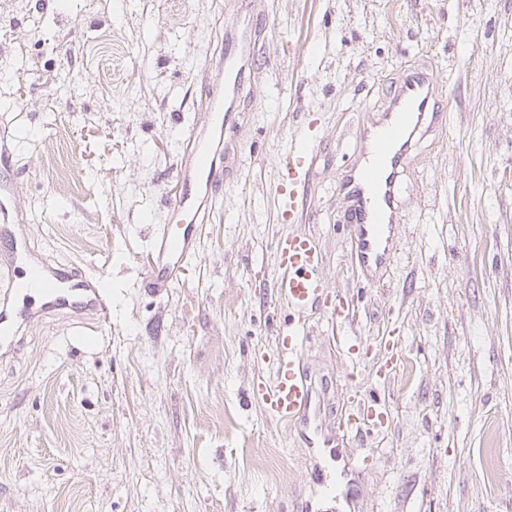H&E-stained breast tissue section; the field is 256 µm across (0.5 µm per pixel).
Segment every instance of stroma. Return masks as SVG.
Segmentation results:
<instances>
[{"mask_svg":"<svg viewBox=\"0 0 512 512\" xmlns=\"http://www.w3.org/2000/svg\"><path fill=\"white\" fill-rule=\"evenodd\" d=\"M225 2L0 0L17 231L112 291L110 324L61 311L0 356V512H303L309 450L251 397L293 321L273 292L287 231L318 239L370 344L352 365L323 311L306 314L326 422L369 391L387 399L390 428L350 449L359 512H512V0H253L269 28L224 136L227 187L179 285L154 293L148 253L171 221L183 132L203 118L204 62L238 23ZM420 67L446 114L411 154L399 253L370 285L349 261L342 176L367 112ZM306 127L309 207L289 226L278 159Z\"/></svg>","mask_w":512,"mask_h":512,"instance_id":"stroma-1","label":"stroma"}]
</instances>
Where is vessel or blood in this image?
I'll return each mask as SVG.
<instances>
[{"label": "vessel or blood", "instance_id": "b4317fda", "mask_svg": "<svg viewBox=\"0 0 512 512\" xmlns=\"http://www.w3.org/2000/svg\"><path fill=\"white\" fill-rule=\"evenodd\" d=\"M233 2L243 19L227 31L221 54L211 64L205 124L184 134L175 188L167 196L174 221L160 225L153 238L150 285L157 289L178 284L198 251L197 228L209 223L224 187L226 159L216 138L235 123L237 108L246 97V71L258 56L268 26L263 16L250 11V0ZM442 121L438 87L419 71L393 86L384 108L359 129L357 159L347 166L342 189L355 261L366 280H375L396 257L394 228L403 217L396 187L407 170L413 140L416 134L435 131ZM315 161V145L306 133L289 139L279 161L288 180L276 187L278 207L289 223L297 221ZM22 170L13 124L0 116V352L5 354L17 348L25 322L60 310L93 311L101 324L112 320L111 291L103 279L74 268L27 262L28 245L13 230L23 214ZM322 262L316 238L282 235L274 252L276 295L294 317L323 303L332 324H351L354 313L344 296L331 295L321 276ZM303 343L298 327H290L281 338L272 382L258 387L255 395L270 417L297 428L313 452L312 501L305 512H350L358 499V468L345 447L350 439L388 423L386 399L368 396L357 409L341 414L336 430L326 429L321 394L301 355Z\"/></svg>", "mask_w": 512, "mask_h": 512}]
</instances>
